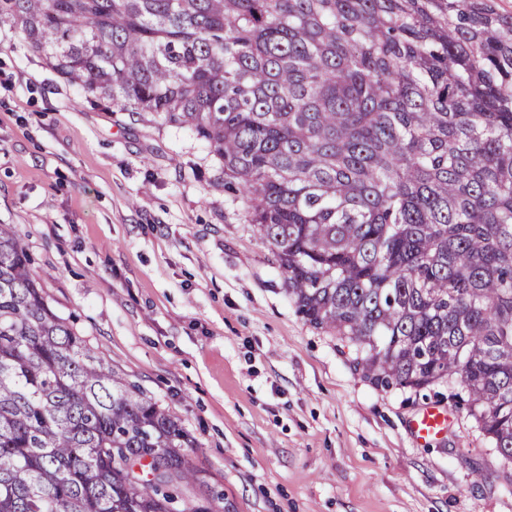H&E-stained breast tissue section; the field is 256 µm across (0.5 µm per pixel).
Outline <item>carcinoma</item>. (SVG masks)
Returning a JSON list of instances; mask_svg holds the SVG:
<instances>
[{
	"instance_id": "1",
	"label": "carcinoma",
	"mask_w": 512,
	"mask_h": 512,
	"mask_svg": "<svg viewBox=\"0 0 512 512\" xmlns=\"http://www.w3.org/2000/svg\"><path fill=\"white\" fill-rule=\"evenodd\" d=\"M60 77L186 126L306 323L381 388L455 380L512 461V11L499 0H0ZM0 224V512H233Z\"/></svg>"
}]
</instances>
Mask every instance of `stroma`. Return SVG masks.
I'll return each instance as SVG.
<instances>
[{
	"label": "stroma",
	"mask_w": 512,
	"mask_h": 512,
	"mask_svg": "<svg viewBox=\"0 0 512 512\" xmlns=\"http://www.w3.org/2000/svg\"><path fill=\"white\" fill-rule=\"evenodd\" d=\"M246 200L187 129L113 109L0 26V224L45 297L179 418L237 512H512L456 384L381 389L295 312ZM451 413L443 435L411 429ZM449 414L445 409L431 407L423 410L412 422L414 433L423 439L442 433L448 426Z\"/></svg>",
	"instance_id": "1"
}]
</instances>
